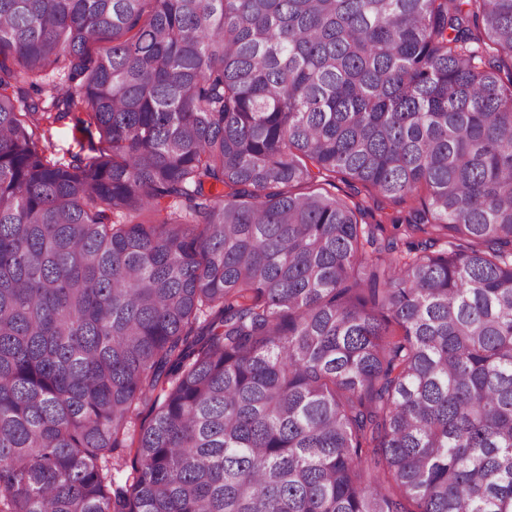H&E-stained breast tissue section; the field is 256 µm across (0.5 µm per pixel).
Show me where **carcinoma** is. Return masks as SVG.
I'll return each mask as SVG.
<instances>
[{
    "instance_id": "obj_1",
    "label": "carcinoma",
    "mask_w": 512,
    "mask_h": 512,
    "mask_svg": "<svg viewBox=\"0 0 512 512\" xmlns=\"http://www.w3.org/2000/svg\"><path fill=\"white\" fill-rule=\"evenodd\" d=\"M0 512H512V0H0ZM44 137L50 145L52 157L65 165L72 162L76 155H93L95 152L90 150L91 146L95 149L108 146L100 140L95 129H92V133L82 130V125L71 117L46 126Z\"/></svg>"
}]
</instances>
